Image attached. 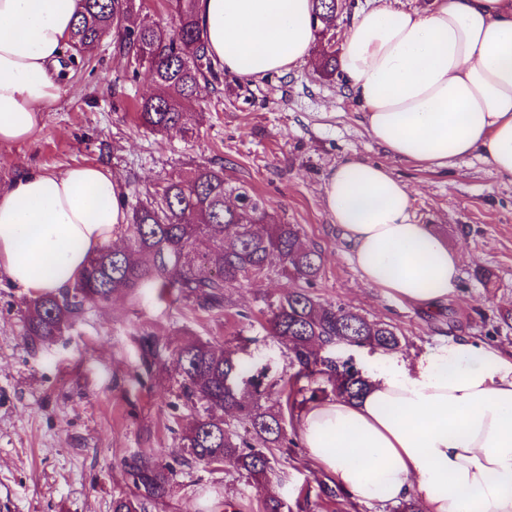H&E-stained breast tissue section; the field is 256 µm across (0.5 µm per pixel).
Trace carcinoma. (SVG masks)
Here are the masks:
<instances>
[{"label":"carcinoma","instance_id":"cac0c4a2","mask_svg":"<svg viewBox=\"0 0 512 512\" xmlns=\"http://www.w3.org/2000/svg\"><path fill=\"white\" fill-rule=\"evenodd\" d=\"M136 0H83L69 47L89 55L113 33L119 54L147 65L158 93L138 104L141 123L162 136H187L188 108L199 99L201 83L214 75L197 0H167L177 18L168 30L155 21L133 20ZM346 0H315V17L325 27ZM126 244L96 252L73 287L30 300L26 335L50 341L72 326L87 303H106L123 291L136 296L149 290L164 300L170 291L211 310L224 307V289L260 278L278 268L312 284L322 256L305 247L295 224L274 222L265 204L244 186L224 180V168L199 165L168 181L149 201L136 206L124 230ZM267 323L286 342L288 357L299 366L294 381L319 377L334 394L355 400L368 380L353 359L327 356L331 348L367 347L390 354L401 338L386 323L317 301L305 288H291L268 304ZM175 370L187 399L203 414L184 440L193 457L205 464L234 461L250 477L271 469L269 455L292 443L282 416L262 405L271 395L265 372L245 364L235 352L192 342L174 353ZM244 424L245 434L224 427V416ZM139 494L112 499V512H139L146 501L162 497L169 477L141 456L124 460Z\"/></svg>","mask_w":512,"mask_h":512}]
</instances>
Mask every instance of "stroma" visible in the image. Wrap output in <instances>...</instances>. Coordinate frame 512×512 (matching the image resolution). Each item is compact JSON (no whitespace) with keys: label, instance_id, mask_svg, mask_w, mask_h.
<instances>
[{"label":"stroma","instance_id":"35a3bbf8","mask_svg":"<svg viewBox=\"0 0 512 512\" xmlns=\"http://www.w3.org/2000/svg\"><path fill=\"white\" fill-rule=\"evenodd\" d=\"M63 91L26 142L0 145V184L20 169L61 170L97 164L117 176L127 205L196 165L263 198L275 220L296 224L305 247L321 251L320 277L309 291L324 303L395 327L401 358L413 361L444 336H468L512 353V329L498 320L512 307V182L478 157L433 172L395 160L367 133L340 75L318 64L255 81L221 74L203 87L188 138L142 126L138 99L155 93L147 68L117 55L105 39L90 56L59 68ZM348 158L381 163L409 187L411 213L463 256L459 288L426 311L369 287L349 258L324 206L330 168ZM493 274L482 284L478 271ZM295 282L281 272L224 291V306L202 310L172 297L119 292L87 307L61 336L41 343L25 334L30 297L0 279V512H112L113 498L136 489L123 465L149 457L168 474L164 497L145 512H261L265 493L289 512H393L334 493L332 477L298 443L299 409L272 397L291 447L274 451L267 487L231 462H198L183 435L199 415L175 373L173 351L191 341L240 350L283 386L298 370L264 312ZM159 343L145 367L141 340Z\"/></svg>","mask_w":512,"mask_h":512}]
</instances>
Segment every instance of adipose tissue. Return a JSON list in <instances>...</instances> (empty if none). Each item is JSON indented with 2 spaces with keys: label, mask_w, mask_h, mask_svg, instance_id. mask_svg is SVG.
I'll return each mask as SVG.
<instances>
[{
  "label": "adipose tissue",
  "mask_w": 512,
  "mask_h": 512,
  "mask_svg": "<svg viewBox=\"0 0 512 512\" xmlns=\"http://www.w3.org/2000/svg\"><path fill=\"white\" fill-rule=\"evenodd\" d=\"M82 0H0V145L26 141L59 98L58 58ZM213 65L243 80L308 62L313 0H199ZM339 71L372 139L430 169L482 157L512 181V0H373L346 29ZM331 221L370 287L426 310L459 284L461 256L410 216L407 185L349 158L324 183ZM127 222L99 165L24 169L0 185V277L58 292ZM359 400L313 403L299 433L352 501L415 499L422 512H512V356L450 336L412 362L366 365Z\"/></svg>",
  "instance_id": "adipose-tissue-1"
}]
</instances>
